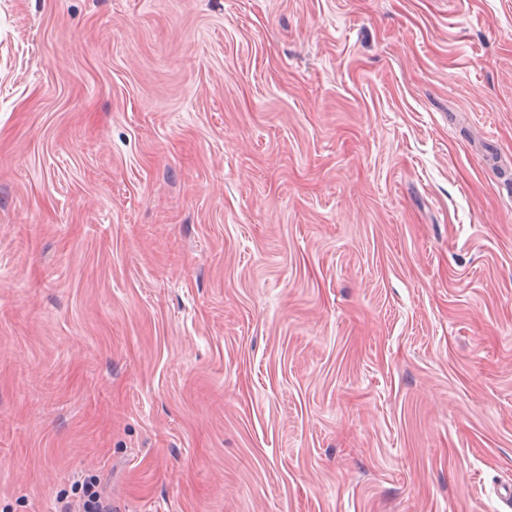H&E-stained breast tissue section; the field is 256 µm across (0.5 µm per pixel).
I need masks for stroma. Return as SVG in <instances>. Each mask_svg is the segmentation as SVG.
Returning a JSON list of instances; mask_svg holds the SVG:
<instances>
[{
    "mask_svg": "<svg viewBox=\"0 0 512 512\" xmlns=\"http://www.w3.org/2000/svg\"><path fill=\"white\" fill-rule=\"evenodd\" d=\"M512 512V0H0V512ZM96 483V482H95ZM95 483L82 482L80 486L79 510H73L72 504L68 501H59L62 504L59 512H112V501L103 496L97 489Z\"/></svg>",
    "mask_w": 512,
    "mask_h": 512,
    "instance_id": "35a3bbf8",
    "label": "stroma"
}]
</instances>
